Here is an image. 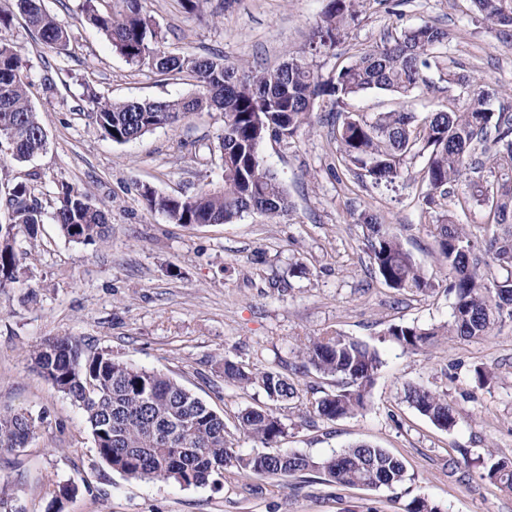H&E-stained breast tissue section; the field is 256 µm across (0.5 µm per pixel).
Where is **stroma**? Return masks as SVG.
<instances>
[{
    "label": "stroma",
    "mask_w": 512,
    "mask_h": 512,
    "mask_svg": "<svg viewBox=\"0 0 512 512\" xmlns=\"http://www.w3.org/2000/svg\"><path fill=\"white\" fill-rule=\"evenodd\" d=\"M83 0H44L71 35L67 53L40 44L15 0L0 37L28 60L31 99L47 134L43 152L8 161L13 181L37 184L44 198L67 182L111 213L108 239L83 247L45 220L35 241L18 239L29 256L19 280L0 290V411L42 416L36 439L0 454V512H404L416 497L442 512H512V492L485 478L489 456L512 462V320L487 336L453 337L414 353L383 335L389 325L427 327L448 320L454 302L448 268L438 256L420 183L373 185L336 173V140L324 103L311 126L289 139L265 140L259 153L283 180L287 214L252 213L234 224L184 226L147 209L141 186L165 195L221 184L218 112L118 144L101 136L87 88L112 99H173L195 92L185 73L157 75L129 64L88 24ZM328 0H211L218 22L184 10L180 0H147L146 8L176 54L223 56L275 67L308 50ZM425 22L447 29L442 59L498 90L493 105L512 111V31L485 21L472 0H368L358 22L314 72L327 79L384 35ZM457 86L435 81L409 98L373 91L349 101L354 112L405 107L417 116L445 108ZM448 198L477 253L495 227L486 210ZM380 215L422 264L432 288L399 294L374 277L361 212ZM336 331L376 345L383 365L361 413L336 421L304 418L311 401L336 380L296 357L300 344ZM75 336L116 359L165 374L234 426L248 407L273 406L285 426L279 446L314 460L356 443L401 458L410 479L395 489L345 488L318 472L277 480L227 468L219 488L172 480H135L112 470L95 448L82 411L29 360L44 339ZM288 375L299 396L270 404L258 389L224 380V362ZM494 374L484 387L474 367ZM422 384L448 396L458 424L437 428L405 398Z\"/></svg>",
    "instance_id": "35a3bbf8"
}]
</instances>
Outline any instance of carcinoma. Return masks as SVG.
<instances>
[{
    "label": "carcinoma",
    "instance_id": "obj_1",
    "mask_svg": "<svg viewBox=\"0 0 512 512\" xmlns=\"http://www.w3.org/2000/svg\"><path fill=\"white\" fill-rule=\"evenodd\" d=\"M41 44L61 54L71 41L68 30L44 7L43 0H16ZM98 0H84L90 24L101 31L112 49L128 63L150 72L190 73L196 91L178 99L114 101L91 91L88 102L102 135L116 143L134 141L148 132L173 126L199 112L224 114L218 135L223 184L190 196H164L145 187L150 210L175 224H233L257 210L274 218L288 213L284 183L259 153L268 137L288 139L311 125L315 101L326 100L336 125L339 166L358 179L392 184L409 175L406 161L424 158L419 172L425 187L422 201L439 209L430 234L448 267L454 294L451 318L432 327L394 324L385 336L403 351L414 353L442 336L488 334L504 317L512 319V230L490 241L492 258L503 274L481 269L473 244L443 200L448 188L465 184L466 201L486 208L489 223L512 225V113L495 110V93L467 76L443 67L439 50L448 44V30L431 23L386 35L364 49L325 81L315 75L307 55L275 68H253L224 62L221 57L181 56L168 52L164 38L145 9V0H120V8L103 13ZM367 0H329L310 51L336 47L360 16ZM487 22L512 28V0H472ZM466 93L463 105L430 112L420 119L404 108L360 113L345 110L346 100L369 91L403 96L431 86L429 75ZM27 65L13 43L0 38V152L23 161L46 148L47 136L28 95ZM481 146L485 161L473 162ZM489 168L493 181L472 174ZM9 223L0 224V288L17 280L27 252L11 241L34 239L46 210L35 185L8 187ZM51 219L71 242L93 245L112 229L109 210L94 205L67 184L55 196ZM374 274L398 293H423L433 287L420 263L397 234L377 215L362 212ZM299 356L317 372L338 379L336 391L318 398L314 413L335 421L367 408L375 376L383 364L379 350L364 341L326 331L299 348ZM40 373L84 412L100 458L131 479L174 480L184 486L218 487L224 468L245 475L282 478L320 471L339 486L393 489L410 480L405 464L382 448L357 443L319 462L279 448L284 426L269 408L250 407L237 417L236 430L260 450L235 451L224 416L176 380L116 360L106 351H89L67 336L48 339L30 351ZM224 381L241 388L258 387L273 402L286 403L297 389L278 370L253 372L224 360ZM407 401L436 426L448 430L457 418L448 397L426 386L407 389ZM36 419L25 412L0 413V453L23 448L34 437ZM486 477L512 492V463L492 460Z\"/></svg>",
    "mask_w": 512,
    "mask_h": 512
}]
</instances>
